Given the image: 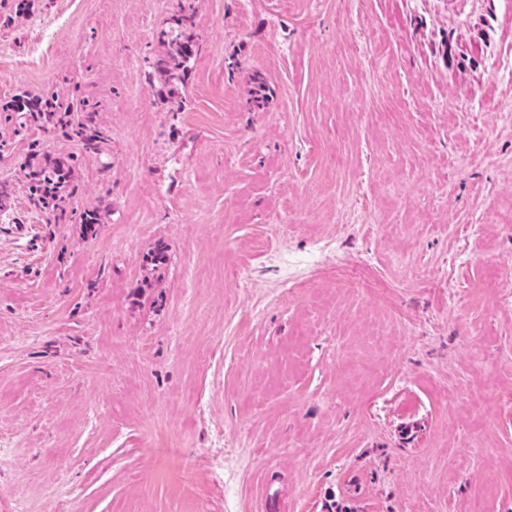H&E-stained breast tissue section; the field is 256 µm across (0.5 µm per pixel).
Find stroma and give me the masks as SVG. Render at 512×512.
<instances>
[{"mask_svg": "<svg viewBox=\"0 0 512 512\" xmlns=\"http://www.w3.org/2000/svg\"><path fill=\"white\" fill-rule=\"evenodd\" d=\"M183 2L0 8V512H512V0ZM191 15L186 13L185 6L178 1L176 10L170 17V30L167 39V54L165 58L155 63V70L163 77L166 87L171 94L178 93L184 83L185 71L194 52L188 37L187 23ZM33 176V190L41 189L45 185H53L56 188L57 193L64 189L66 184V164L61 160L43 158Z\"/></svg>", "mask_w": 512, "mask_h": 512, "instance_id": "obj_1", "label": "stroma"}]
</instances>
